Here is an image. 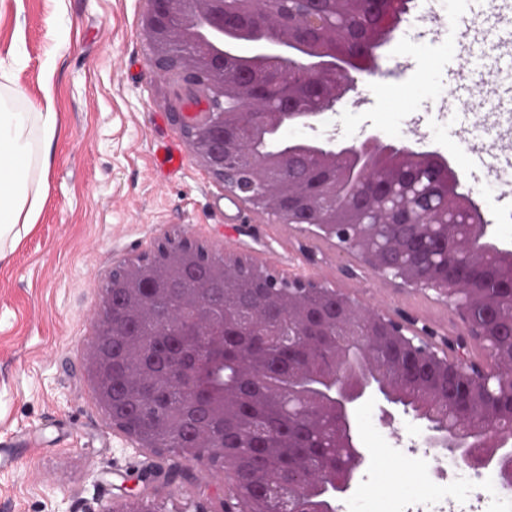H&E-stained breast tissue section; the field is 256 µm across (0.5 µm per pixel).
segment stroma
<instances>
[{
  "label": "stroma",
  "instance_id": "1",
  "mask_svg": "<svg viewBox=\"0 0 512 512\" xmlns=\"http://www.w3.org/2000/svg\"><path fill=\"white\" fill-rule=\"evenodd\" d=\"M493 4L411 0L376 70L358 74L356 94L296 135L342 142L376 133L415 144L447 156L468 186L484 191L490 166L505 165L489 147L492 132L477 125L484 97L474 94L463 110L444 81L458 62L459 29L512 41V15L491 16ZM143 7L142 0H0V96L19 108L51 104L60 126L42 209L0 260V448L19 457L0 465V512H121L133 493L159 512H223L232 486L222 469H198L176 448L139 447L113 428L87 372L113 265L164 234L190 230L208 248L319 281L386 315H411L441 336L462 330L435 293L361 272L332 242L273 223L223 190L173 121L199 106L154 75ZM170 140L183 163L166 173L156 154ZM492 190L498 199L486 218L512 248V191ZM384 407L372 401L357 413L370 454L340 512H410L457 497L453 483L431 480L430 458L408 450L423 424L401 413L387 418ZM158 463L177 477L144 482Z\"/></svg>",
  "mask_w": 512,
  "mask_h": 512
}]
</instances>
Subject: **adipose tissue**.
<instances>
[{"label": "adipose tissue", "mask_w": 512, "mask_h": 512, "mask_svg": "<svg viewBox=\"0 0 512 512\" xmlns=\"http://www.w3.org/2000/svg\"><path fill=\"white\" fill-rule=\"evenodd\" d=\"M57 134V113L18 109L0 98V259L35 223Z\"/></svg>", "instance_id": "1"}]
</instances>
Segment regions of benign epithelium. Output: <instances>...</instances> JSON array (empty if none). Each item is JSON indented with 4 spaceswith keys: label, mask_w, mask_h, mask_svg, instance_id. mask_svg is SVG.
<instances>
[{
    "label": "benign epithelium",
    "mask_w": 512,
    "mask_h": 512,
    "mask_svg": "<svg viewBox=\"0 0 512 512\" xmlns=\"http://www.w3.org/2000/svg\"><path fill=\"white\" fill-rule=\"evenodd\" d=\"M141 32L150 64L161 76L179 78L204 98L205 109L177 122L196 158L224 190L277 224L325 238L358 257L384 281L432 290L463 326L450 339L409 316L381 314L319 282L290 277L234 253L208 249L184 233L166 234L104 286L103 312L89 352L93 396L112 425L151 448L154 415L138 421L116 413L112 376V319L122 335L136 317L155 320L153 344L133 355L160 396L180 383L188 396L209 398V413L224 418V337L237 336L241 351L256 360L258 382L288 406V434L314 420L326 426L327 447L341 468L326 465L307 481L309 460L288 471V485L303 500L298 512H339L368 450L361 447L355 418L366 403L387 405L425 424L427 447L469 468L489 471L502 488L512 485L500 462L512 456V280L483 288L488 267L512 273V250L501 246L483 205L448 158L387 142L378 134L362 141L294 138L286 131L312 121L357 91L355 74L371 72L378 49L409 10L411 0H346L347 21L331 17L330 0H295L296 19L269 12L225 13L226 0H143ZM306 158L330 178L317 195L336 203L353 187L351 205L368 216L374 205L392 204L412 227L416 245L406 249L393 224H336L316 206H282L270 185L290 184L294 161ZM207 277L191 283L183 310L173 319L160 308L167 284L191 275L200 262ZM232 269L249 292L245 303H224L220 313L199 301L211 283ZM126 306L112 312V295ZM268 336L280 337L288 370L271 363ZM447 406L455 420L440 422ZM184 455L199 467L219 457L212 443H187ZM224 468L235 483L224 512H245L246 491L235 464ZM120 512H157L156 504L133 495Z\"/></svg>",
    "instance_id": "obj_1"
}]
</instances>
